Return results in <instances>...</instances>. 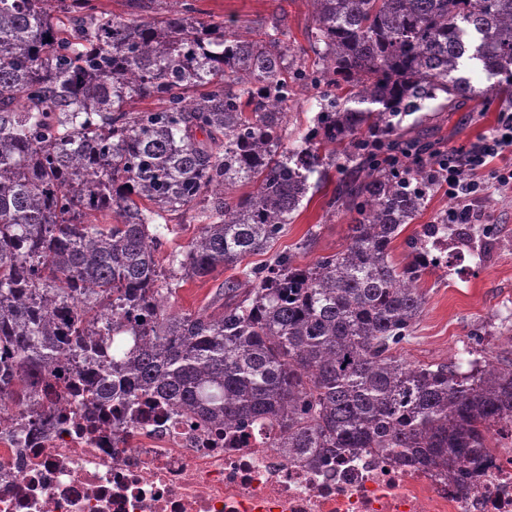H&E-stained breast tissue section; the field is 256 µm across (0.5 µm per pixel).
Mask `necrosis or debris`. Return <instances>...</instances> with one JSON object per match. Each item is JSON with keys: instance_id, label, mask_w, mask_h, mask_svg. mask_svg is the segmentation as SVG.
Returning a JSON list of instances; mask_svg holds the SVG:
<instances>
[{"instance_id": "4bbe7bcc", "label": "necrosis or debris", "mask_w": 512, "mask_h": 512, "mask_svg": "<svg viewBox=\"0 0 512 512\" xmlns=\"http://www.w3.org/2000/svg\"><path fill=\"white\" fill-rule=\"evenodd\" d=\"M51 417L17 441L0 438V512H512V421L462 460L458 479L364 448L316 465L256 435H212L156 401L127 441L112 409L85 415L49 392Z\"/></svg>"}]
</instances>
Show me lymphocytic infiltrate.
<instances>
[{
  "label": "lymphocytic infiltrate",
  "mask_w": 512,
  "mask_h": 512,
  "mask_svg": "<svg viewBox=\"0 0 512 512\" xmlns=\"http://www.w3.org/2000/svg\"><path fill=\"white\" fill-rule=\"evenodd\" d=\"M393 163L445 189L454 201L449 223H482L484 214L475 202L493 188L512 190V113H502L492 133L478 141L430 153L406 149L394 155Z\"/></svg>",
  "instance_id": "lymphocytic-infiltrate-1"
}]
</instances>
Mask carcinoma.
<instances>
[{"instance_id": "1", "label": "carcinoma", "mask_w": 512, "mask_h": 512, "mask_svg": "<svg viewBox=\"0 0 512 512\" xmlns=\"http://www.w3.org/2000/svg\"><path fill=\"white\" fill-rule=\"evenodd\" d=\"M90 2L0 0V400L30 423L36 394L76 380L84 407L157 398L227 434L260 427L290 457L382 448L450 476L488 447V425L512 418V358L413 365L400 350L437 243L480 264L494 225L424 224L394 262L430 188L380 165L372 140L416 144L395 118L482 94L466 60L512 95V0H311L318 76L275 25H202L190 0L158 22ZM318 80L352 92L318 97L285 150L288 100ZM333 168L343 248L243 265ZM194 208L202 227L165 270L150 225ZM104 211L115 223L90 220ZM239 265L216 310L172 311L177 272Z\"/></svg>"}]
</instances>
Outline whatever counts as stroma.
<instances>
[{
	"label": "stroma",
	"instance_id": "35a3bbf8",
	"mask_svg": "<svg viewBox=\"0 0 512 512\" xmlns=\"http://www.w3.org/2000/svg\"><path fill=\"white\" fill-rule=\"evenodd\" d=\"M107 15L161 19L172 9V0H93ZM199 21L212 24L248 25L260 28L279 23L291 50L307 44L313 25L309 0H199ZM472 83L483 89L482 97L443 108L441 100L427 101L416 113L404 118L407 126L420 131L424 143L444 149L473 142L496 125L501 113H512V98L492 90L491 81L481 71H470ZM317 112L312 92L296 95L288 104V121L283 144L299 145L307 126ZM338 173L310 191L292 224L268 248V255L293 250L298 264L307 265L318 256L339 251L346 243L350 217L331 214L324 201L334 190ZM486 223L496 225L497 233L489 260L474 265L468 253H445L446 264L427 273L420 283L427 294L425 310L412 337L401 353L413 364L446 363L465 356L472 349V332L483 338V349L505 356L512 351V338L504 334L502 322L512 314V191H497L482 202ZM155 228L164 240L163 253L183 250L198 235L201 221L196 211L176 212L156 218ZM312 238L307 250H299L304 238ZM240 269H218L203 278L185 279L172 300L177 312L201 313L214 308L215 293L225 279L240 277Z\"/></svg>",
	"mask_w": 512,
	"mask_h": 512
}]
</instances>
